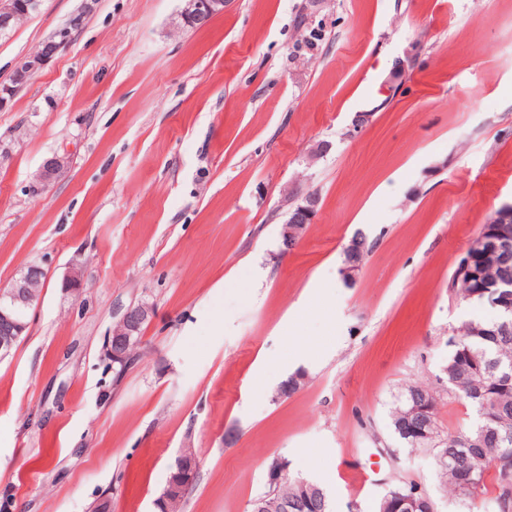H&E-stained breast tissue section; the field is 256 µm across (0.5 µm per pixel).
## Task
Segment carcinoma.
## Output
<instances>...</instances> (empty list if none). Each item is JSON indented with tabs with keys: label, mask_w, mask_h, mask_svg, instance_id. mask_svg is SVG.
<instances>
[{
	"label": "carcinoma",
	"mask_w": 512,
	"mask_h": 512,
	"mask_svg": "<svg viewBox=\"0 0 512 512\" xmlns=\"http://www.w3.org/2000/svg\"><path fill=\"white\" fill-rule=\"evenodd\" d=\"M353 247L343 250V264L361 262L375 241L358 230L351 237ZM506 258L493 260L455 282L457 293L479 304L508 280L512 282V244L503 246ZM443 373L448 381V401L458 400L472 413L463 430L445 432L439 421L445 400L431 386L410 382L395 396L388 427L401 448L423 449L433 456L444 483L458 499L459 512H512V483L500 472H490V463L512 456V321L505 322L498 309L465 321L454 336ZM428 435L410 429L423 427ZM420 484L400 477L388 485L374 503L372 512H394V495ZM274 497L305 499V512H331L326 490L299 476H284L275 486H265Z\"/></svg>",
	"instance_id": "obj_1"
}]
</instances>
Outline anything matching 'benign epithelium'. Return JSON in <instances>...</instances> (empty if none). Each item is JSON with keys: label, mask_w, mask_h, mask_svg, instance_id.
I'll return each instance as SVG.
<instances>
[{"label": "benign epithelium", "mask_w": 512, "mask_h": 512, "mask_svg": "<svg viewBox=\"0 0 512 512\" xmlns=\"http://www.w3.org/2000/svg\"><path fill=\"white\" fill-rule=\"evenodd\" d=\"M226 3L227 0H184L179 18L184 22L205 24L214 16L224 13ZM41 5L42 0H24L16 7L0 5V36L10 35L19 18L39 12ZM95 5V0H81V4L69 15L67 21L58 27L49 39L43 41V46L17 64L12 74L14 85L0 88V111L9 106L16 92L33 74L43 69L71 43L77 28L84 24ZM66 163L64 156L54 155L48 158L37 176V187L42 189L48 185ZM319 204V195L309 191L302 196L300 203L288 212L287 224L282 226L281 254L290 253L299 245L307 225L316 217ZM511 222L512 205H506L495 216V223L499 224L498 237L473 241L468 248L471 261H476L480 255L485 258L496 255L500 250V243L512 237V233L507 228V224ZM46 279L47 272L42 267L29 266L9 287L0 289V359L11 353L27 328L26 313L38 300L32 285ZM151 313V308L144 304L118 307L114 310L115 321L105 339V351L112 358V364L118 365L122 370L126 368L129 361L128 350L140 343L142 327L150 320ZM302 504L301 499L291 501L283 499L269 506L260 504L255 512H270L272 508L277 512H294L302 507Z\"/></svg>", "instance_id": "7a95c632"}]
</instances>
